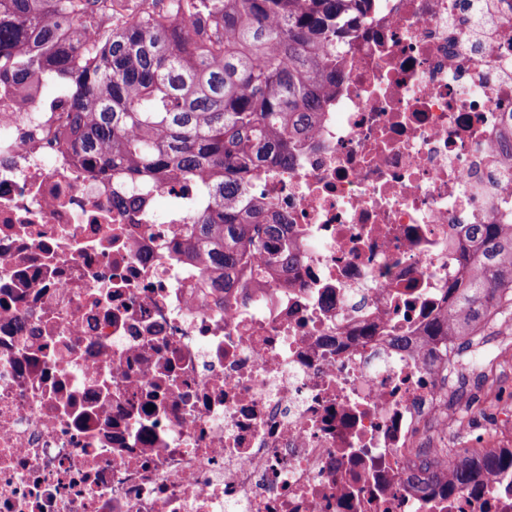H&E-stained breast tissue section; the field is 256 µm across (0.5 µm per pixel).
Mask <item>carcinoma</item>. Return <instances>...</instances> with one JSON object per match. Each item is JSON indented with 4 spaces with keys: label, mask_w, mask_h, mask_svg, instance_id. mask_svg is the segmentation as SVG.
I'll return each instance as SVG.
<instances>
[{
    "label": "carcinoma",
    "mask_w": 512,
    "mask_h": 512,
    "mask_svg": "<svg viewBox=\"0 0 512 512\" xmlns=\"http://www.w3.org/2000/svg\"><path fill=\"white\" fill-rule=\"evenodd\" d=\"M374 0H0V88L28 93L37 76L67 97L63 146L93 178L153 205L168 184L195 189L180 229L187 251L247 287L252 264H295L282 225L251 202L270 165H286L340 77L343 44ZM478 271L433 332L469 336L489 309L512 306V224H471ZM511 470L512 451L427 464L422 490L460 488Z\"/></svg>",
    "instance_id": "obj_1"
}]
</instances>
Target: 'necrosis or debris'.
I'll list each match as a JSON object with an SVG mask.
<instances>
[{
    "instance_id": "1",
    "label": "necrosis or debris",
    "mask_w": 512,
    "mask_h": 512,
    "mask_svg": "<svg viewBox=\"0 0 512 512\" xmlns=\"http://www.w3.org/2000/svg\"><path fill=\"white\" fill-rule=\"evenodd\" d=\"M312 137L261 175L296 263L222 290L166 217L121 212L59 140L63 107L0 89V512H512L453 463L473 356L429 327L512 223V0H374Z\"/></svg>"
}]
</instances>
